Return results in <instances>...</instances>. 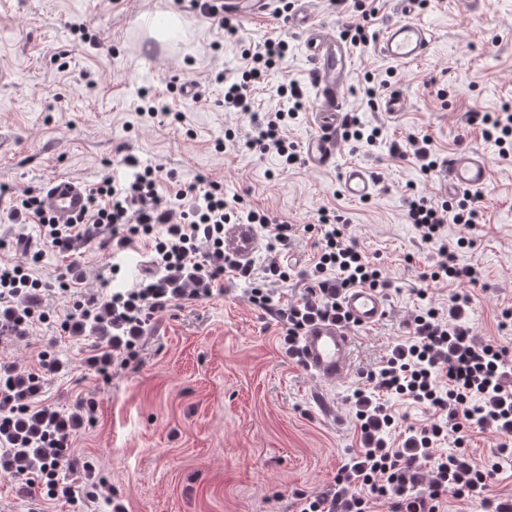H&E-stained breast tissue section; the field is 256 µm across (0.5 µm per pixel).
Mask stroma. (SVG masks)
Here are the masks:
<instances>
[{"label": "stroma", "instance_id": "obj_1", "mask_svg": "<svg viewBox=\"0 0 512 512\" xmlns=\"http://www.w3.org/2000/svg\"><path fill=\"white\" fill-rule=\"evenodd\" d=\"M367 44L352 47L345 85L348 112L381 131L374 146L342 140L334 169L298 161L282 168L275 149L245 144L249 119L224 109L216 80L242 64L241 52L268 38L289 45L284 71H274L255 95V110L273 112L282 77L304 92L305 108L284 130L301 146L314 130L315 97L304 37L287 17L245 18L227 37L199 19L189 0H0V130L15 139L0 157V263L41 259L33 268L39 289L11 301L15 311L41 313L39 321L0 328V376L34 379L33 404L64 418L72 458L62 470L76 488L96 484L87 502L32 497L25 481L0 474V512H293L295 494H319L334 486L341 468L362 452L358 391L372 392L370 376L408 338V321L426 309L448 314L458 283L422 287L419 275L434 266L438 246L424 241L407 219L408 201L420 192L440 202L442 175L423 173L413 156L391 155L393 144L428 136L438 157L477 149L488 158L491 182L481 202L483 220L473 231L448 223L442 239L462 265L483 277L470 289L462 318L476 341L512 353V154L499 156L470 123L473 111L512 105V0H479L461 11L454 0H416L411 15L434 34L428 55L401 67L376 48L385 25L400 19L395 0H375ZM86 24L89 39L72 26ZM160 43L147 62L144 51ZM389 80L403 98L400 114L369 99L368 82ZM165 100L183 121L138 120L139 89ZM159 168L164 189L202 179L223 186L243 210H260L291 225L287 250L277 259L285 280L256 283L226 274L207 294L178 300L147 318L137 358L123 364L105 339L79 332V308L105 304L112 292L154 282L160 273L148 242L112 250L102 228L61 251L44 245L38 225L13 215L17 199L44 196L47 181L67 175L88 186L110 176L122 153ZM368 168L378 188L369 199L347 200L341 169ZM342 216L346 240L379 264L390 286L389 314L356 333L355 377L325 385L289 354L282 324L251 300L252 287L269 289L281 306L306 293L314 265L320 209ZM469 246L460 248V237ZM425 288L418 298L417 288ZM398 424L384 434L401 446L409 427L434 423L412 400L381 395ZM491 433H471L464 447L446 440L441 453L461 452L470 464L501 462L492 494L512 503V454L500 452Z\"/></svg>", "mask_w": 512, "mask_h": 512}]
</instances>
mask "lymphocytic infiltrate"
Listing matches in <instances>:
<instances>
[{
    "label": "lymphocytic infiltrate",
    "mask_w": 512,
    "mask_h": 512,
    "mask_svg": "<svg viewBox=\"0 0 512 512\" xmlns=\"http://www.w3.org/2000/svg\"><path fill=\"white\" fill-rule=\"evenodd\" d=\"M287 55L286 40L267 39L256 49H244L243 66L234 73L219 75L218 80L224 85L225 109L250 116L247 146L275 149L283 164L292 165L298 155L281 131L305 106L298 83L286 80L277 86L281 109L262 116L252 112L255 90L268 71L280 67ZM120 164L126 170L125 177H109L88 188L87 209L72 223H55L45 200L35 196L20 199L16 209L39 224L43 239L59 248L70 247L82 239L87 225L105 224L111 227L112 241L119 249L139 235L153 238L155 263L167 271L180 272L190 267L203 282L227 272L252 280L251 265L224 252V226L239 213L218 184L200 179L186 181L174 194L166 195L159 190L161 178L157 168L131 154L122 157ZM481 199V194L467 192L461 199L446 200L436 206L423 195L411 198L409 222L421 230L424 240L439 244L437 266L421 273V282L444 278L471 285L478 282L477 268L458 264L454 252L441 243L440 236L444 225L450 222L468 229L479 224ZM185 200L191 203L189 210L182 212L179 221H172L170 204ZM319 220L317 260L306 295L297 304L284 308L263 289L252 291L253 302L281 322L291 339L302 335L314 320L341 319L337 300L340 289L355 285L381 289L390 286L364 253L343 243L345 226L341 216L324 211ZM186 295V289H163L155 282L113 293L112 311L125 321L129 333L125 339L113 337V346L123 347L127 359H134L145 318ZM470 302L469 295L456 293L449 299L447 319H440L432 308L414 317L411 345L397 350L373 376L377 390L412 399L438 415V423L413 432L408 439L409 447L429 449L448 436L460 444L474 431L512 434V382L505 371L507 352L493 344L472 340L468 329L459 324L458 319ZM393 422V416L383 406H375L362 425L365 441L360 461L354 462L350 470L341 471L337 490L318 495L296 493V512H372L373 504L380 501L388 503L389 512H440L444 496L482 494L497 483L498 464L480 468L459 455L438 456L430 477H423L403 452L379 437V430ZM44 442L51 448L55 463L41 470L32 481V488L35 493L44 492L52 498L74 497V486L60 477L57 468L58 463L70 457L67 436L50 430ZM424 480L429 483L428 492L414 493V486Z\"/></svg>",
    "instance_id": "f902f5d3"
}]
</instances>
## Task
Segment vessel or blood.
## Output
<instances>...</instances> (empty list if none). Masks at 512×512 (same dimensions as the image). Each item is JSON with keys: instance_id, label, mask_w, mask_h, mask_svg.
<instances>
[{"instance_id": "vessel-or-blood-1", "label": "vessel or blood", "mask_w": 512, "mask_h": 512, "mask_svg": "<svg viewBox=\"0 0 512 512\" xmlns=\"http://www.w3.org/2000/svg\"><path fill=\"white\" fill-rule=\"evenodd\" d=\"M270 4L271 0H224V11L245 18L261 17L269 14ZM289 23L305 35L315 91V130L303 143V155L309 165L326 169L336 163L338 135L347 117L344 86L351 69L352 50L343 37L325 33L309 10L295 12ZM430 44L429 30L413 19L386 25L377 39L379 53L400 65L423 59ZM443 168L450 189L481 193L489 185V164L480 151L454 153L444 160ZM340 186L342 194L355 202L370 198L377 189L369 171L358 163L343 167ZM46 202L57 223H68L85 208V188L71 177H53L46 184ZM339 299L344 319L314 321L299 340L298 354L303 367L324 384L346 383L354 377L355 331L373 328L388 313L384 295L375 288L347 287L342 289Z\"/></svg>"}]
</instances>
